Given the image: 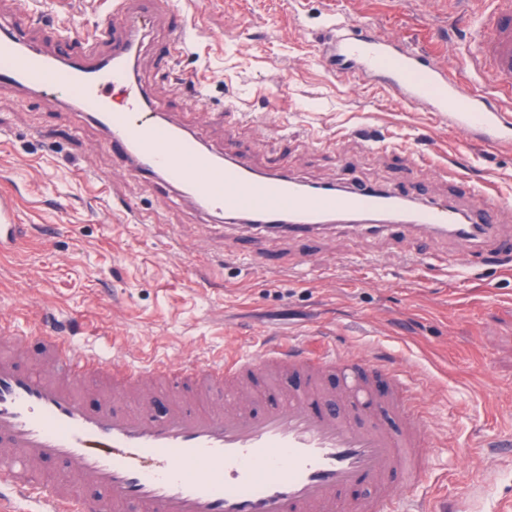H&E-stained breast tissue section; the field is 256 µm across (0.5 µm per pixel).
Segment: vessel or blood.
Wrapping results in <instances>:
<instances>
[{"label":"vessel or blood","instance_id":"1","mask_svg":"<svg viewBox=\"0 0 512 512\" xmlns=\"http://www.w3.org/2000/svg\"><path fill=\"white\" fill-rule=\"evenodd\" d=\"M457 2L489 30L474 40L469 63L497 96L461 93L431 52L352 29L344 18L329 27V59L381 79L403 103L439 113L477 144L511 150L512 0ZM142 3L135 11L130 0H113V20L64 55L35 48L14 24L0 26V81L61 91L140 177L178 189L201 212L228 222L272 224L286 236L334 223H401L468 244L488 239L512 212V200L488 183L471 187L485 207L465 213L377 185L309 191L286 172L205 148L186 127L154 113L133 71L137 32L177 9L176 0ZM27 240L0 202V254ZM37 337L46 354L40 371L0 356V485L38 499L43 512H402L404 492L426 478L428 416L392 365L289 342L178 369L158 359L132 371L76 351L64 332L41 329ZM333 376L339 387L329 385ZM91 381L101 394L94 408L82 397ZM159 382H184L210 398L199 408L170 404L157 416ZM48 460L62 461L69 480L35 483L32 464ZM83 479L105 490L106 500L82 496Z\"/></svg>","mask_w":512,"mask_h":512}]
</instances>
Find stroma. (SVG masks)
<instances>
[{
  "instance_id": "stroma-1",
  "label": "stroma",
  "mask_w": 512,
  "mask_h": 512,
  "mask_svg": "<svg viewBox=\"0 0 512 512\" xmlns=\"http://www.w3.org/2000/svg\"><path fill=\"white\" fill-rule=\"evenodd\" d=\"M196 51L171 68L159 53L182 18L144 32L137 72L158 111L208 148L261 168L277 162L303 181L373 183L430 202L476 206L472 183L512 198V151L484 148L401 104L375 77L323 59L327 20L432 50L469 86L480 31L444 0H179ZM111 0H0V18L25 20L42 51L58 30L80 38L111 19ZM207 97L176 86L197 75ZM327 140V148L316 139ZM380 149H372V141ZM433 167L419 173L407 157ZM456 165L451 181L438 170ZM0 199L31 227L23 249L0 255V318L27 335L46 309L78 320V350L136 366L280 340L322 342L406 369L428 399L437 445L430 478L408 491L429 512H499L512 501V219L493 248L427 240L419 230L335 227L282 238L201 218L187 199L137 177L104 133L53 92L0 84ZM134 203L151 218L122 211Z\"/></svg>"
}]
</instances>
